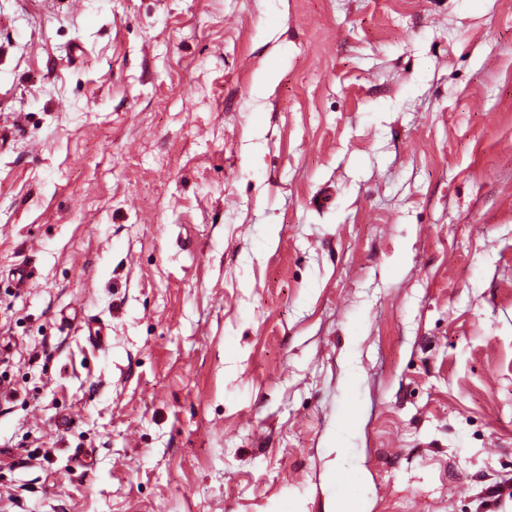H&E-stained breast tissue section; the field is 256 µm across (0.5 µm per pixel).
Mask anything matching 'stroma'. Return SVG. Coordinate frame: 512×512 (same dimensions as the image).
<instances>
[{
  "instance_id": "35a3bbf8",
  "label": "stroma",
  "mask_w": 512,
  "mask_h": 512,
  "mask_svg": "<svg viewBox=\"0 0 512 512\" xmlns=\"http://www.w3.org/2000/svg\"><path fill=\"white\" fill-rule=\"evenodd\" d=\"M339 498L512 512V0H0V512Z\"/></svg>"
}]
</instances>
